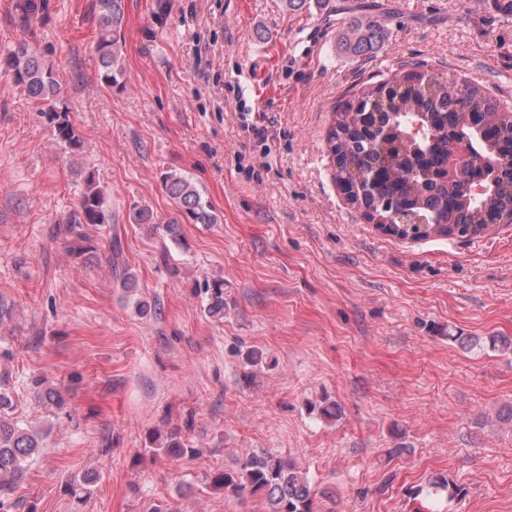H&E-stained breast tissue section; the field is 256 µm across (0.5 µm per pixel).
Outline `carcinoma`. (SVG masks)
Masks as SVG:
<instances>
[{
  "mask_svg": "<svg viewBox=\"0 0 512 512\" xmlns=\"http://www.w3.org/2000/svg\"><path fill=\"white\" fill-rule=\"evenodd\" d=\"M45 8L46 0H15V11L27 21L44 15ZM94 12L100 79L112 87L124 76L121 30L126 0H95ZM386 36L380 23L353 17L344 26L341 44L366 60L381 50ZM4 63L15 83L50 115L56 141L73 154L80 151L81 139L69 111L57 106L61 78L53 66L27 42L10 50ZM334 112L327 142L336 184L369 221H391L387 234L400 239H464L495 224H512V116H507L512 103L486 86L413 62L354 100L337 105ZM163 186L194 223H216L211 206L187 177L169 172ZM131 219L158 227L159 217L148 207L134 210ZM107 221L105 197L90 174L71 223ZM207 310L224 314V282L213 285ZM448 340L471 350L512 351V338L507 336L450 332ZM10 406L9 393L0 390V492L5 494L24 477L26 463L43 447L39 432L4 419L2 413ZM308 408L327 419L337 416L336 403L326 397L308 403ZM149 441L177 457L196 452L173 432L164 436L156 431ZM209 484L226 496L247 489L259 493L269 504L268 512H315L319 494L294 463L263 451L246 453L235 466L215 471ZM463 495L464 487L445 475L412 491L413 498L425 501L450 502Z\"/></svg>",
  "mask_w": 512,
  "mask_h": 512,
  "instance_id": "1",
  "label": "carcinoma"
}]
</instances>
